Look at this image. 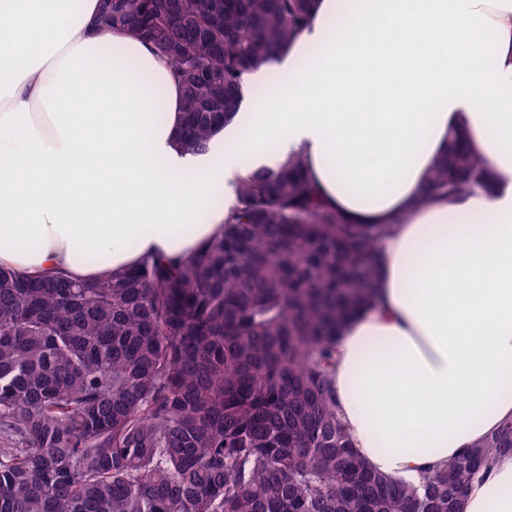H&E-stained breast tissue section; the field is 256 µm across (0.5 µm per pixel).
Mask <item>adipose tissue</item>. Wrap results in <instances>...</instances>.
Masks as SVG:
<instances>
[{"label": "adipose tissue", "mask_w": 512, "mask_h": 512, "mask_svg": "<svg viewBox=\"0 0 512 512\" xmlns=\"http://www.w3.org/2000/svg\"><path fill=\"white\" fill-rule=\"evenodd\" d=\"M100 3L0 0V266L99 280L189 257L223 227L216 196L300 153L327 207L392 227L331 377L369 468L419 481L512 419V0H315L270 105L232 122L248 135L196 154L168 61L98 28ZM453 127L490 188L429 191ZM464 512H512V456Z\"/></svg>", "instance_id": "1"}]
</instances>
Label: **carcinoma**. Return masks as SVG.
<instances>
[{
	"mask_svg": "<svg viewBox=\"0 0 512 512\" xmlns=\"http://www.w3.org/2000/svg\"><path fill=\"white\" fill-rule=\"evenodd\" d=\"M314 0H102L183 90L181 145L207 150L288 50ZM429 174L489 176L460 137ZM224 233L97 281L0 267V512H463L512 421L414 486L370 470L336 412L343 325L374 298L390 224H347L297 153L239 179Z\"/></svg>",
	"mask_w": 512,
	"mask_h": 512,
	"instance_id": "1",
	"label": "carcinoma"
}]
</instances>
